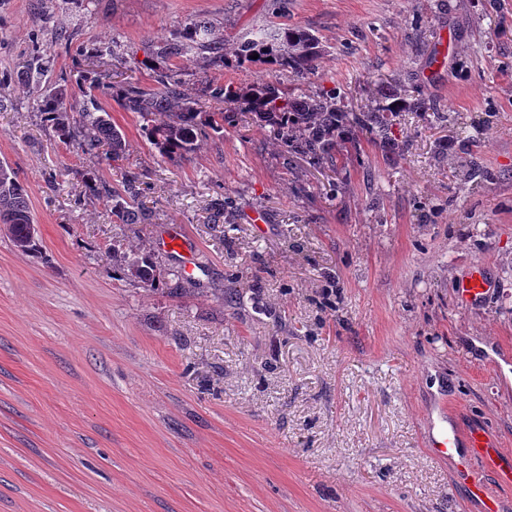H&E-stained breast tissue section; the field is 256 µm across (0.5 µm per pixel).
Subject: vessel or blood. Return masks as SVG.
Instances as JSON below:
<instances>
[{
  "label": "vessel or blood",
  "mask_w": 512,
  "mask_h": 512,
  "mask_svg": "<svg viewBox=\"0 0 512 512\" xmlns=\"http://www.w3.org/2000/svg\"><path fill=\"white\" fill-rule=\"evenodd\" d=\"M161 248L177 255L186 277H193L199 267L198 253L182 233L164 235ZM494 286L485 267L474 264L458 278L456 297L461 305L473 306L482 302ZM429 453L452 467L456 481L467 486L472 501L479 503L480 512H501L497 500L489 494L478 475L482 472L492 474L500 483L512 485V451L502 448L485 426L479 423L459 426L449 418L446 408H439L429 423Z\"/></svg>",
  "instance_id": "1"
}]
</instances>
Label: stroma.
Returning <instances> with one entry per match:
<instances>
[{
  "label": "stroma",
  "instance_id": "1",
  "mask_svg": "<svg viewBox=\"0 0 512 512\" xmlns=\"http://www.w3.org/2000/svg\"><path fill=\"white\" fill-rule=\"evenodd\" d=\"M277 17L323 45L289 88L426 103L394 114L403 155L363 133L319 170L241 112L172 161L106 95L151 210L118 224L82 180L118 170L60 142L15 77L43 59L44 83L73 80L80 47L113 45L101 67L148 85L185 24L230 46ZM1 162L42 255L0 226V512H473L426 432L443 396L512 449V0H0ZM173 226L200 246L191 287L126 279L112 247L179 272L157 245ZM472 263L496 288L464 308Z\"/></svg>",
  "mask_w": 512,
  "mask_h": 512
}]
</instances>
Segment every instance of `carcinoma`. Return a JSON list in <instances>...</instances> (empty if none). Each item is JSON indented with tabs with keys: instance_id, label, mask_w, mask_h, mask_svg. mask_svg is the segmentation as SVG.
Returning <instances> with one entry per match:
<instances>
[{
	"instance_id": "carcinoma-1",
	"label": "carcinoma",
	"mask_w": 512,
	"mask_h": 512,
	"mask_svg": "<svg viewBox=\"0 0 512 512\" xmlns=\"http://www.w3.org/2000/svg\"><path fill=\"white\" fill-rule=\"evenodd\" d=\"M321 52L316 35L278 24L254 32L228 51L224 48V38L217 36L208 22L198 21L167 43L160 55L167 60L179 59L185 65H196L205 74L224 71L231 54L238 66L272 67L302 77L315 69ZM153 72L154 85L150 87L126 82L116 88L110 74L83 70L77 83L78 96L68 88V79L64 77L61 84L44 88L35 81L34 72L28 70L22 81L31 86L38 111L61 142L74 143L83 154L114 163L126 158L125 137L112 124L108 113L99 114L88 106L96 95L113 89L119 106L142 118L146 139L164 158L188 157L196 151L207 131L224 133V126L232 125L239 110L252 113L258 122L269 127L287 155L302 158L315 168L336 166L342 143L355 140L363 131L394 152L403 150L392 138L390 110L379 107L348 112L340 105L334 89L296 95L277 80L237 85L207 78L202 81L200 93L193 96L184 88L181 68L158 67ZM212 100L224 102V110L206 111ZM86 190L110 207L118 224H146L150 220L148 209L139 200L137 172H124L119 188L93 178L87 182ZM0 224L6 226L10 241L18 251L27 254L39 250L28 190L2 164ZM123 271L127 278L149 287L162 283L157 262L147 251L133 254Z\"/></svg>"
}]
</instances>
